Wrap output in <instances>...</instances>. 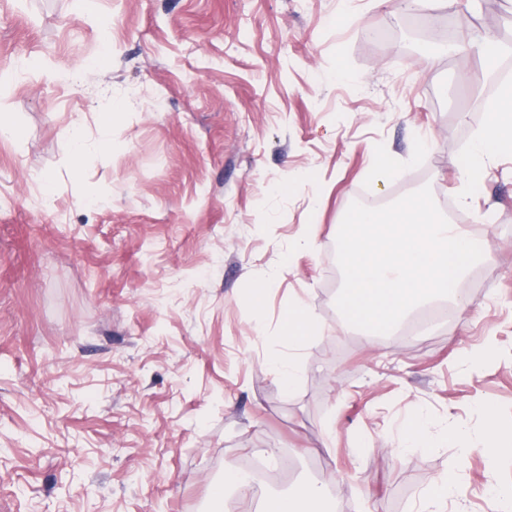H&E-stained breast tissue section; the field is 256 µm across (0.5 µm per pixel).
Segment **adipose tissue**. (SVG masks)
<instances>
[{"label": "adipose tissue", "mask_w": 512, "mask_h": 512, "mask_svg": "<svg viewBox=\"0 0 512 512\" xmlns=\"http://www.w3.org/2000/svg\"><path fill=\"white\" fill-rule=\"evenodd\" d=\"M500 107L494 110L487 126L475 138L464 167L472 176H480L483 159L512 154V86L504 85L499 92ZM286 339L289 355H275L268 364L280 377L285 388H293L300 373V365L293 356L306 343L312 323L304 305H294L288 312ZM326 488L320 484L304 483L288 494L266 496L261 500L260 512H325Z\"/></svg>", "instance_id": "1"}]
</instances>
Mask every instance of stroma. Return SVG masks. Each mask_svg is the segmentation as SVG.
I'll use <instances>...</instances> for the list:
<instances>
[{"mask_svg": "<svg viewBox=\"0 0 512 512\" xmlns=\"http://www.w3.org/2000/svg\"><path fill=\"white\" fill-rule=\"evenodd\" d=\"M427 16L463 49L409 43ZM482 33L512 37V0H0V512H255L211 488L261 448L288 470L266 493L323 484L329 512H414L452 471L445 512H497L512 457L488 470L480 408L512 423V157L458 203L497 104ZM426 185L493 258L465 315L366 335L335 305L342 219ZM298 300L288 390L267 361ZM419 414L434 446L398 450Z\"/></svg>", "mask_w": 512, "mask_h": 512, "instance_id": "obj_1", "label": "stroma"}]
</instances>
